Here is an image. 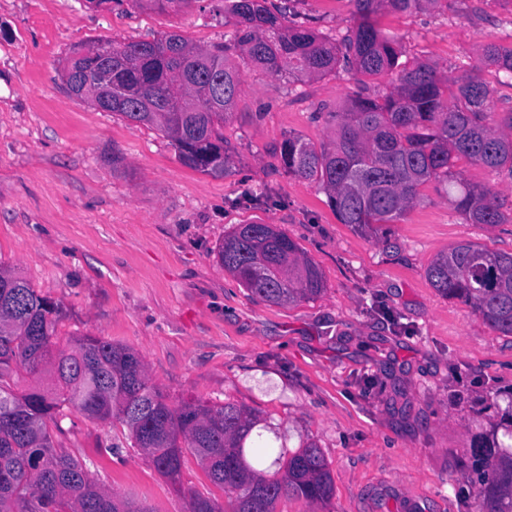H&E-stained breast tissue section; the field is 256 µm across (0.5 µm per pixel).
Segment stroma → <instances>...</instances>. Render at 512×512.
<instances>
[{
    "label": "stroma",
    "instance_id": "stroma-1",
    "mask_svg": "<svg viewBox=\"0 0 512 512\" xmlns=\"http://www.w3.org/2000/svg\"><path fill=\"white\" fill-rule=\"evenodd\" d=\"M293 8L336 38L359 21L353 0ZM377 21L400 39L404 62L452 77L479 67L495 111L512 110V86L480 64L483 45H512L504 0L386 9ZM232 31L224 0H193L177 13L131 0H0V264L63 304L60 336L132 348L173 399L259 412L264 437L286 450L317 443L333 498L321 507L284 497L276 512H476L469 448L507 404L512 336L439 295L425 270L464 241L512 252V223H466L429 183L376 236L340 224L326 195L288 175L274 152L291 134L333 139L332 113L359 89L343 70L289 83L243 68L220 176L183 166L162 132L98 110L60 77L70 52L99 38L175 32L210 48ZM250 222L300 245L323 273L320 297L272 305L224 271L217 246ZM60 426L58 447L147 512H188L191 494L214 490L191 455L171 483L119 422L70 411Z\"/></svg>",
    "mask_w": 512,
    "mask_h": 512
}]
</instances>
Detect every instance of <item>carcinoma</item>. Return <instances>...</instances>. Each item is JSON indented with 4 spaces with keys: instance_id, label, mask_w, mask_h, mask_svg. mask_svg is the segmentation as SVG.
Instances as JSON below:
<instances>
[{
    "instance_id": "obj_1",
    "label": "carcinoma",
    "mask_w": 512,
    "mask_h": 512,
    "mask_svg": "<svg viewBox=\"0 0 512 512\" xmlns=\"http://www.w3.org/2000/svg\"><path fill=\"white\" fill-rule=\"evenodd\" d=\"M140 7L177 10L191 0H132ZM359 23L339 39L298 23L286 5L266 0H224L230 41L204 49L177 33L151 41L99 40L91 56L68 60V84L80 88L94 63L112 68V109L128 121L150 124L171 140L178 161L221 175L229 163L224 121L242 92L240 70L228 55L290 81L320 79L338 69L365 77L396 74L389 89L366 86L343 112H333L336 137L316 144L288 135L276 151L288 174L323 191L337 220L361 235L398 220L435 181L470 224L493 227L512 215L490 190L455 170L463 160L512 174V111L493 110V89L476 75L451 89L425 63L400 66V42L371 20L382 8L407 12L441 0H354ZM482 63L512 81V47L486 44ZM217 256L240 286L275 305L309 301L324 291L317 265L286 233L268 224H239L224 236ZM426 278L436 292L470 306L493 330L512 335V253L461 242L434 258ZM60 303L39 294L0 264V512H148L120 503L89 477L86 466L54 446L59 416L73 409L125 425L163 476L177 481L189 452L216 498L193 494L189 512H275L283 496L325 505L333 497L327 461L314 442L288 453L267 444L248 447L259 414L233 401L173 403L148 378L134 350L96 336H70L60 345ZM48 376L18 394L14 379ZM512 400L473 446L475 497L481 512H512ZM274 457L278 470L259 466Z\"/></svg>"
}]
</instances>
